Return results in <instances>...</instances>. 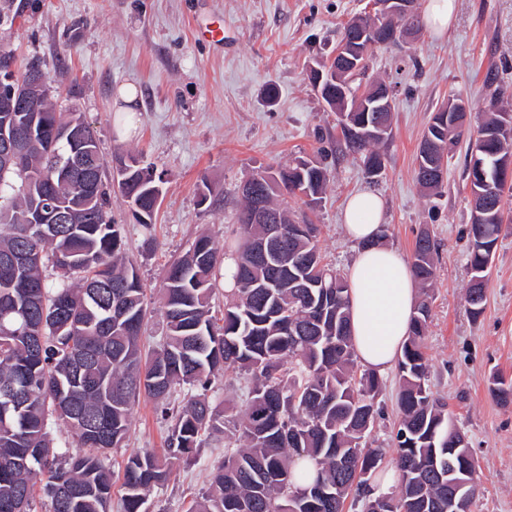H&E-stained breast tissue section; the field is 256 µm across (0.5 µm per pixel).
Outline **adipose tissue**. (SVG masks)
I'll list each match as a JSON object with an SVG mask.
<instances>
[{
  "label": "adipose tissue",
  "instance_id": "obj_1",
  "mask_svg": "<svg viewBox=\"0 0 512 512\" xmlns=\"http://www.w3.org/2000/svg\"><path fill=\"white\" fill-rule=\"evenodd\" d=\"M342 221L357 246L346 270L354 348L364 367L381 373L409 334L417 284L400 252L380 238L386 206L378 193L350 196Z\"/></svg>",
  "mask_w": 512,
  "mask_h": 512
}]
</instances>
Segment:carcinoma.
Wrapping results in <instances>:
<instances>
[{
  "mask_svg": "<svg viewBox=\"0 0 512 512\" xmlns=\"http://www.w3.org/2000/svg\"><path fill=\"white\" fill-rule=\"evenodd\" d=\"M409 17L379 22V36L361 42L364 57L403 40L416 22ZM371 25L355 17L340 42L358 38ZM366 88L323 80L318 90L331 112L370 103ZM490 116L478 127L480 149L468 151L470 188L484 190L483 174L512 157V135L501 127L512 113L493 98ZM340 125L344 151L361 156L367 174L385 167L379 146L391 137V112L361 109ZM454 112L433 113L424 137L432 151L417 153V181L435 194L433 176L446 150L458 144L461 125ZM25 143L19 167L0 163V258L19 249L41 254L30 266H0V512H32L34 487L51 499L53 512H112V472L107 452L124 447L133 407L141 398L178 402L170 419L166 451L128 455L120 512H150L149 492L164 485L175 463L196 458L214 435L224 450L213 462L209 486L188 512H343L347 500L363 512H448V473L476 472L468 444L448 433L452 418L428 384L423 340L436 280L435 243L429 231L415 238L411 269L422 299L397 361L400 418L388 465L402 475L400 495L380 490L385 451L369 446L381 414L379 376L360 368L351 328L347 283L321 259L319 229L299 222L274 203L278 195H301L316 203L329 181L328 169L298 159L275 172L258 171L259 191L288 225L281 253L258 261L249 241L266 225L249 220L242 198L236 224L219 247L207 235L171 261L160 289L166 336L156 349L141 345L149 303L136 261L126 251L124 225L108 214L112 184L91 127L78 112H59L45 94L23 112L0 111V133ZM88 150L83 166L57 171L72 146ZM162 175L142 181L130 172L118 184L148 244L154 241V207ZM512 185L490 193L481 217L467 228L469 282L465 300L472 319L485 306V259L497 248L502 212ZM232 260L224 289L223 324L212 300L225 262ZM56 278L49 282L45 271ZM332 272L337 287L319 286ZM232 368L248 388L237 416L192 394ZM188 392H182V389ZM492 392L512 402V381L494 379ZM69 426L82 451L57 448L50 428Z\"/></svg>",
  "mask_w": 512,
  "mask_h": 512,
  "instance_id": "obj_1",
  "label": "carcinoma"
}]
</instances>
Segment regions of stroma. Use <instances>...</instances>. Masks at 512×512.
<instances>
[{
    "mask_svg": "<svg viewBox=\"0 0 512 512\" xmlns=\"http://www.w3.org/2000/svg\"><path fill=\"white\" fill-rule=\"evenodd\" d=\"M368 0H0V49L14 68L35 63L48 80L59 111L81 112L102 157L113 162L142 154L165 179L155 242L143 237L126 198L111 195L110 214L125 227L150 302L144 342L153 347L165 332L159 289L166 265L202 233L223 242L235 222L239 186L251 173L296 159L326 161L331 180L321 203L284 196L294 214L320 228L325 261L346 271L355 245L344 234L342 211L361 189L386 203L388 245L410 257L416 235L428 229L438 245L437 280L424 339L429 384L466 436L477 464L479 493L473 512H512V403L491 393L492 378L512 379V223L504 224L489 269L485 310L472 319L466 228L470 185L465 144L449 161L441 194L425 195L414 179L417 147L434 112L448 99L468 103L467 133H475L498 96L512 104V0H457L444 37L421 27L409 44L377 51L365 81L393 88V138L383 145L385 170L369 178L360 160L329 157L339 134L309 80V65L330 58L339 31L363 13ZM210 25L224 41L200 36ZM499 79L487 84L489 71ZM127 84L138 89L135 117L118 105ZM275 101H268V94ZM216 190L201 201L199 184ZM396 368L381 375L383 413L370 436L390 448L398 420ZM167 423L159 406L140 399L123 448L110 451L120 466L130 451L163 452ZM210 451L176 465L168 482L149 494L151 512H186L206 486Z\"/></svg>",
    "mask_w": 512,
    "mask_h": 512,
    "instance_id": "obj_1",
    "label": "stroma"
}]
</instances>
